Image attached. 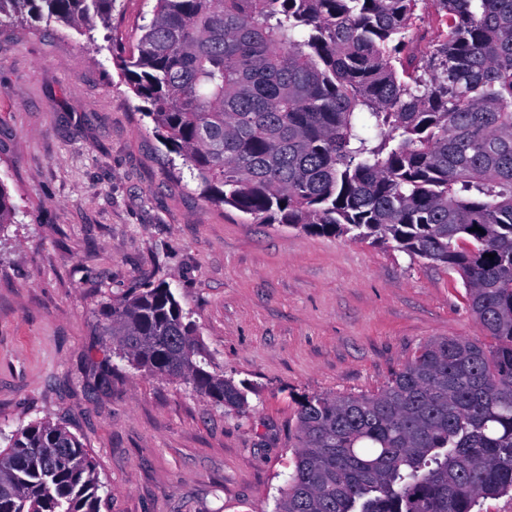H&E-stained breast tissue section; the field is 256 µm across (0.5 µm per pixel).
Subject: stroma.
Masks as SVG:
<instances>
[{
  "instance_id": "1",
  "label": "stroma",
  "mask_w": 512,
  "mask_h": 512,
  "mask_svg": "<svg viewBox=\"0 0 512 512\" xmlns=\"http://www.w3.org/2000/svg\"><path fill=\"white\" fill-rule=\"evenodd\" d=\"M154 5L112 0L90 32L0 23V434L66 426L101 512H273L301 397L376 392L427 341L482 331L442 267L204 199L116 64ZM161 282L214 369L252 384L242 410L113 356L104 310Z\"/></svg>"
}]
</instances>
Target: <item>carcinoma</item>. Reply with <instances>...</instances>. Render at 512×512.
Returning a JSON list of instances; mask_svg holds the SVG:
<instances>
[{
	"instance_id": "carcinoma-1",
	"label": "carcinoma",
	"mask_w": 512,
	"mask_h": 512,
	"mask_svg": "<svg viewBox=\"0 0 512 512\" xmlns=\"http://www.w3.org/2000/svg\"><path fill=\"white\" fill-rule=\"evenodd\" d=\"M156 0L121 61L169 152L209 200L267 224L350 234L457 273L486 336L432 339L375 393L300 401L276 512H475L512 491V0ZM112 0H0V16L107 22ZM15 206L0 182V228ZM481 231H472L474 227ZM494 258H488V255ZM112 353L240 410L168 285L110 306ZM0 451V512H100L66 427ZM422 9L418 12L424 19L418 22L417 28L411 36L410 47L415 55L421 56L425 52L431 50L438 35V16L435 13L431 1L420 4Z\"/></svg>"
}]
</instances>
